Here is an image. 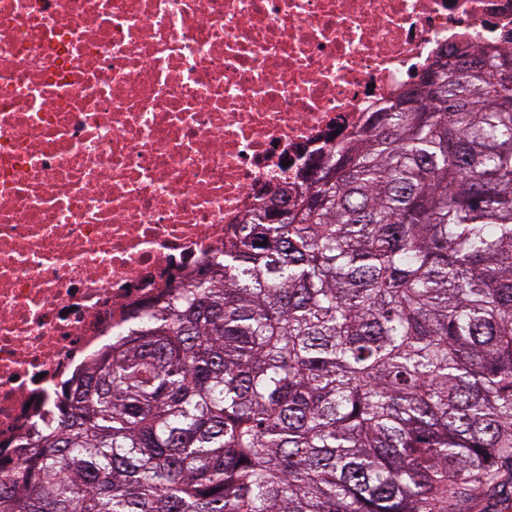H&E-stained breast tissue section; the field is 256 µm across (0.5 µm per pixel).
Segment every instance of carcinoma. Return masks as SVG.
<instances>
[{
	"mask_svg": "<svg viewBox=\"0 0 512 512\" xmlns=\"http://www.w3.org/2000/svg\"><path fill=\"white\" fill-rule=\"evenodd\" d=\"M224 230L0 512H512V35Z\"/></svg>",
	"mask_w": 512,
	"mask_h": 512,
	"instance_id": "1",
	"label": "carcinoma"
}]
</instances>
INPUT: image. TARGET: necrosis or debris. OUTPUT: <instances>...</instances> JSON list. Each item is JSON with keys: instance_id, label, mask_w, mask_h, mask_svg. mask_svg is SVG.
Here are the masks:
<instances>
[{"instance_id": "necrosis-or-debris-1", "label": "necrosis or debris", "mask_w": 512, "mask_h": 512, "mask_svg": "<svg viewBox=\"0 0 512 512\" xmlns=\"http://www.w3.org/2000/svg\"><path fill=\"white\" fill-rule=\"evenodd\" d=\"M512 0H0V488L118 326Z\"/></svg>"}]
</instances>
